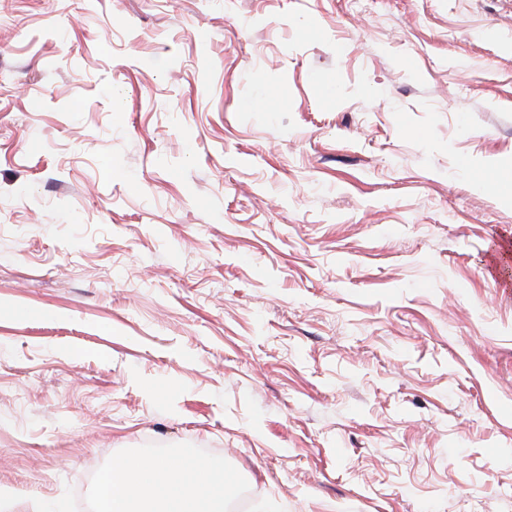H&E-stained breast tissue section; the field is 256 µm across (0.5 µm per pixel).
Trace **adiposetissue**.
I'll return each instance as SVG.
<instances>
[{"instance_id":"adipose-tissue-1","label":"adipose tissue","mask_w":512,"mask_h":512,"mask_svg":"<svg viewBox=\"0 0 512 512\" xmlns=\"http://www.w3.org/2000/svg\"><path fill=\"white\" fill-rule=\"evenodd\" d=\"M106 512H223L224 471L189 457L122 458L100 479Z\"/></svg>"}]
</instances>
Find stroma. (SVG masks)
I'll list each match as a JSON object with an SVG mask.
<instances>
[{
  "label": "stroma",
  "mask_w": 512,
  "mask_h": 512,
  "mask_svg": "<svg viewBox=\"0 0 512 512\" xmlns=\"http://www.w3.org/2000/svg\"><path fill=\"white\" fill-rule=\"evenodd\" d=\"M180 448L512 512V0H0V512Z\"/></svg>",
  "instance_id": "stroma-1"
}]
</instances>
